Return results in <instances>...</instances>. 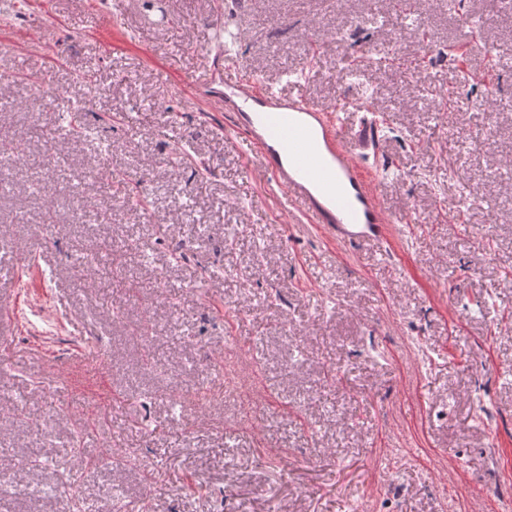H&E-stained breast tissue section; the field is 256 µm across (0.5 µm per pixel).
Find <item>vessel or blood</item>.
Listing matches in <instances>:
<instances>
[{
	"label": "vessel or blood",
	"mask_w": 512,
	"mask_h": 512,
	"mask_svg": "<svg viewBox=\"0 0 512 512\" xmlns=\"http://www.w3.org/2000/svg\"><path fill=\"white\" fill-rule=\"evenodd\" d=\"M225 111L230 138L243 139L258 156L263 175L303 213L341 244H383L391 222L380 188L359 159L377 148L381 125L374 112L355 121L309 100L302 90L256 82L224 52Z\"/></svg>",
	"instance_id": "1"
}]
</instances>
